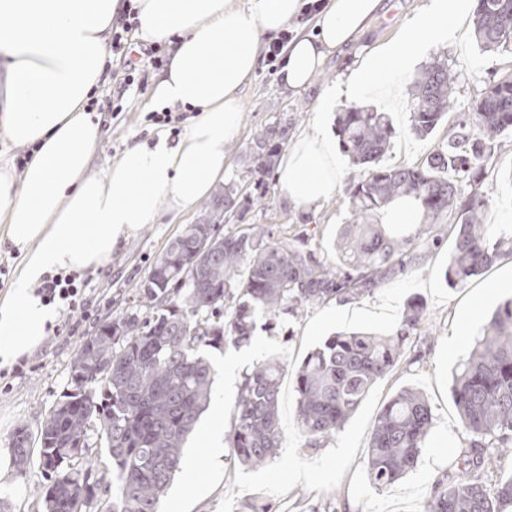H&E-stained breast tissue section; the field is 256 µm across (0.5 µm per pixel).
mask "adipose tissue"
Masks as SVG:
<instances>
[{"mask_svg":"<svg viewBox=\"0 0 512 512\" xmlns=\"http://www.w3.org/2000/svg\"><path fill=\"white\" fill-rule=\"evenodd\" d=\"M383 0H321L315 32L288 44L277 77L297 90L311 85L329 57L360 54L344 80L348 100L389 92L388 79L410 71L423 44L463 39L473 0H430L396 36L361 45ZM135 35L171 47L148 110L179 107L191 119L175 142L128 150L92 173L102 141L90 102L109 79V36L126 0H0V142L26 149L22 172L0 163V249L20 253L15 281L0 302V363L40 348L58 313L36 293L46 274L87 272L121 239L156 223L162 211L194 207L229 165L240 130L243 93L265 44L298 17L304 0H135ZM336 145L324 123L297 139L278 171L282 191L317 209L336 189Z\"/></svg>","mask_w":512,"mask_h":512,"instance_id":"obj_1","label":"adipose tissue"}]
</instances>
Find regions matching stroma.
Segmentation results:
<instances>
[{
	"mask_svg": "<svg viewBox=\"0 0 512 512\" xmlns=\"http://www.w3.org/2000/svg\"><path fill=\"white\" fill-rule=\"evenodd\" d=\"M426 0H386V12L374 21L362 38L363 44L393 38L399 23L410 19ZM136 71L124 66L120 55L112 57L109 82L96 93L91 106L101 115L104 136L93 160L94 170L107 168L129 149L150 145L160 131L147 121L143 109L161 68L144 62L146 46L129 38ZM437 59L447 61L459 76L456 93L458 109H467L490 78L512 72V54L480 49L474 37L462 43H431L419 51L412 72L393 78V95L370 101V108L389 113L397 134L382 162L387 166L423 161L448 141L447 127L427 137L410 127L409 84ZM354 54L330 57L308 88L289 92L275 79V70L261 63L243 98L244 121L231 141V165L225 179H244L246 158L239 153L255 132L293 118L288 133L296 139L315 115L322 96L345 79ZM341 175L335 192L321 207L309 214L305 224L297 223L299 209L289 203L278 183H271L262 208L247 215V222L262 225L272 239L305 243L328 263L338 261L336 235L349 223L345 189L356 174L344 152H337ZM481 192L487 202L483 219L492 226L512 225V135L503 137L490 160ZM199 209L161 216L156 223L142 226L122 240L111 259L97 271L85 273L86 295L92 315L73 333L48 336L33 352L24 375L14 379L9 390L0 392V450L9 451L10 439L18 427L37 433L42 421L70 383V360L80 344L107 319L130 310L137 302L139 284L151 264L185 225L195 223ZM454 242L452 230L442 232L423 267L395 277L373 293L343 302L329 300L303 307L298 315L269 317L257 314L250 342L226 343L204 348L203 353L217 369L212 397L222 398L224 430H231L234 405L246 373L268 359L283 365L279 399L282 446L275 459L260 469H244L231 452L213 459L199 447L197 436L185 444L184 458L204 487L198 495L179 499L184 480L176 475L159 510L168 512L173 501L182 500L183 512H423L434 482L447 472L456 458L465 433L451 397L452 371L467 360L474 338L479 336L496 306L512 296V258L505 257L473 277L465 286L451 287L445 280L448 255ZM424 305L423 322L430 336L409 339L402 361L371 390L344 428L320 445L310 446L295 422L294 375L308 353L323 346L342 330L391 331L396 329L408 299ZM241 355L245 361L233 374H225L222 363L228 356ZM414 388L424 392L433 413L431 432L415 469L386 489L372 488L366 474L370 430L385 403L398 391ZM47 482L38 461H31L24 477L8 471L0 477V499L9 512H42Z\"/></svg>",
	"mask_w": 512,
	"mask_h": 512,
	"instance_id": "obj_1",
	"label": "stroma"
}]
</instances>
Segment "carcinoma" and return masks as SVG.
Returning <instances> with one entry per match:
<instances>
[{"instance_id":"carcinoma-1","label":"carcinoma","mask_w":512,"mask_h":512,"mask_svg":"<svg viewBox=\"0 0 512 512\" xmlns=\"http://www.w3.org/2000/svg\"><path fill=\"white\" fill-rule=\"evenodd\" d=\"M512 0H476L473 27L486 51L512 49ZM457 74L435 61L411 84L412 130L427 136L447 118L448 144L420 163L380 165L395 128L385 112L349 105L337 116L340 145L363 170L349 182L352 222L343 225L333 266L315 252L274 240L260 224L221 232L215 207L253 211L267 195L291 122L258 131L242 147L249 155L248 185L217 186L201 208L202 224H188L168 245L171 257L187 254L196 235L213 240V256L199 281L181 278L159 256L140 284L137 311L99 326L76 351L70 386L38 430L39 463L48 481L45 512H82L98 494L84 458L92 428L101 431L112 465V501L106 512H159L160 498L182 472L184 443L209 404L214 369L205 347L248 340L255 313L294 315L306 304L345 301L372 293L387 280L419 267L439 240L437 221L454 219V247L445 279L464 285L498 259L512 257V226L490 230L481 223L480 193L486 166L501 138L512 133V76L492 79L468 111H455ZM416 203L419 228L404 234L378 223L394 202ZM238 297L231 319L225 301ZM424 306L407 301L390 334L338 333L303 360L295 376L297 424L311 445L340 430L367 394L394 370L413 336H426ZM282 364L268 361L244 377L229 435L232 455L252 469L269 464L281 447L278 416ZM452 395L467 439L439 478L424 512H506L512 507V474L494 491L483 480L492 452H512V297L499 304L468 359L453 374ZM433 424L422 393L406 388L382 408L369 437L367 475L386 488L418 463ZM10 447L19 471L31 457V435L20 427Z\"/></svg>"}]
</instances>
